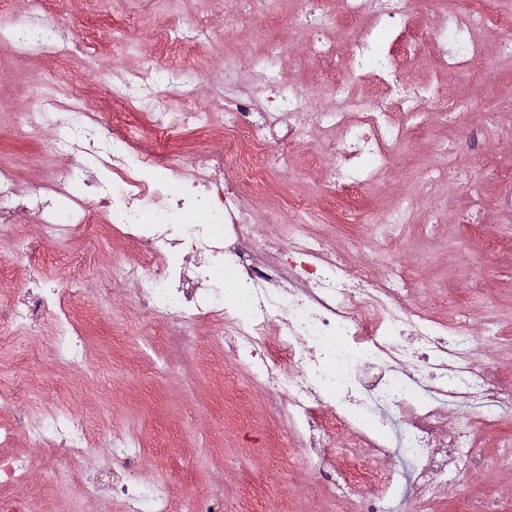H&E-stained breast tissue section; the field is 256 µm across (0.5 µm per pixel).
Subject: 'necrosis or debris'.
<instances>
[{"label": "necrosis or debris", "mask_w": 512, "mask_h": 512, "mask_svg": "<svg viewBox=\"0 0 512 512\" xmlns=\"http://www.w3.org/2000/svg\"><path fill=\"white\" fill-rule=\"evenodd\" d=\"M309 7L314 15L336 13L343 27L342 35L318 30L308 41L331 83L292 85L263 101L225 97L223 142L205 164L173 161L170 139L196 128L197 115L171 111L141 72L113 70V110L103 121L84 92L87 74L71 69L67 99L28 120L49 128L50 150L82 160L98 176L79 193L60 183L22 195L14 170L0 167V236L16 232L20 218L34 211L41 239L65 243L70 258L68 277L52 285L30 268L31 289L0 306V321L41 338L39 358L53 368L82 366L91 359L83 335L92 315L80 305L76 284L101 276L107 293L156 320L162 338L181 339L207 324L209 343L231 353L248 380L285 392L281 412L286 427L301 434L306 462L318 464L320 477L359 512H380L381 502L401 489L431 503L482 458L480 438L497 423L493 408L512 399L495 360L475 366L468 326L409 304L402 266L376 274L369 250L339 259L310 234L286 244L260 237L243 247L242 200L269 179L255 157L295 143L312 126L335 159L324 172L329 191L343 195L374 183L392 165V148L408 127L427 124L435 100L465 115L450 152L478 155L483 113L452 82L484 58L485 32L497 34L501 52H512V14L458 0L423 41L414 34L412 0H310ZM211 22L200 14L180 36L157 31L156 61L199 45ZM427 55L435 57L436 73L410 78L405 61ZM131 99L151 116L148 134L134 136L126 121ZM228 168L235 173L230 182L222 179ZM113 238L123 243L125 259L109 272L98 244ZM161 340L148 346L166 372L173 364ZM452 408L470 413L463 428L449 426ZM82 431L78 420L18 407L0 418V447L20 434L34 437L62 449L63 458L48 459L46 468L68 495L104 492L120 499L123 512H171L163 485L147 475L135 434H105L107 454L92 475ZM401 453L414 460L411 472L379 467L380 458ZM29 478L26 459L0 458V512H36L30 498L14 495Z\"/></svg>", "instance_id": "obj_1"}]
</instances>
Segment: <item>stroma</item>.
I'll return each mask as SVG.
<instances>
[{"label": "stroma", "instance_id": "35a3bbf8", "mask_svg": "<svg viewBox=\"0 0 512 512\" xmlns=\"http://www.w3.org/2000/svg\"><path fill=\"white\" fill-rule=\"evenodd\" d=\"M39 13L69 22L71 32L94 23L103 39L83 56L95 71L114 66L145 70L155 61L148 48L150 35L179 19L189 27L201 13L213 16L209 38L193 52L168 59V83L161 90L195 93L197 111L206 113V128L185 132L174 141V160L186 163L202 151L219 146L224 124L225 93L267 96L264 67L267 48L288 41L293 54L279 62L283 83L320 85L326 78L317 63L306 57V29L296 20L304 0H262L246 16L225 15L224 0H38ZM71 59L46 57L41 46L23 55L0 48V163L12 166L19 191L31 184L60 181L76 164L62 154L46 151L44 131L24 123L22 108H39L43 98L64 97ZM477 70L488 84L477 98L478 106L501 111V127L486 134L483 154L476 159L450 161L443 144L450 132L442 116L419 135H409L395 151L397 162L375 185L347 199L349 220L336 221L340 204L322 185L331 158L312 138L285 148V163L272 174L268 189L248 196L245 207L254 235L279 238L301 230L326 238L333 252L352 251L355 240L367 237L380 261L397 256L414 289L424 290V302L445 318L460 308L470 314L476 340L472 358L482 362L494 356L504 377L512 378V211L495 206V168H512V58L481 60ZM454 164L458 175L440 187L437 195L422 190L424 172ZM305 198L306 208L293 211L292 222L269 224L264 216L271 205L287 204L291 197ZM478 198L482 224L472 228L461 216L458 199ZM21 232L0 237V297L10 298L29 286L28 261L32 247L47 272L59 268V247L38 243L37 214L21 219ZM80 301L95 316L88 324L96 360L78 371H53L49 366H27L23 357L32 345L15 340L14 327L0 326V389L16 394L12 405H0L7 416L13 407L69 413L98 435L108 430L138 434L146 453L145 465L165 483L172 512H188L187 493L202 496L214 487L224 489L228 512H239L250 499L256 512H354L337 497L332 485L303 470L298 462L302 438L286 430L269 409L268 391L240 379L232 357L213 356L207 349L208 330L196 328L190 336L198 359L191 367L193 385L175 374H164L137 356L141 320L122 300H108L96 280L81 285ZM498 322L502 335H489L488 322ZM238 386L236 395L224 392L225 382ZM512 436V412L501 416L487 431L488 467L465 477L463 487L448 488L442 499L424 512H466V502L494 493L499 512H512V467L496 465L499 441ZM14 452L33 465L28 484L17 495H39L44 512H54L52 497L43 493L49 483L44 468L50 448L35 447L20 436Z\"/></svg>", "mask_w": 512, "mask_h": 512}]
</instances>
